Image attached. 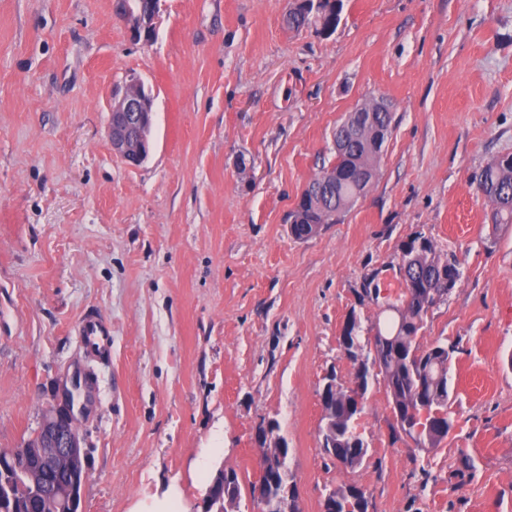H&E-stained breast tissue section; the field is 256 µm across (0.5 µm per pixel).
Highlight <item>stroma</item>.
Wrapping results in <instances>:
<instances>
[{"mask_svg":"<svg viewBox=\"0 0 512 512\" xmlns=\"http://www.w3.org/2000/svg\"><path fill=\"white\" fill-rule=\"evenodd\" d=\"M294 3L162 0L146 45L113 0H0V448L30 442L77 375L86 512L163 494L197 512L221 467L250 512L269 420L303 512L348 484L368 512H512V224L474 183L512 155V0H343L329 35L288 29ZM133 80L155 110L138 165L108 130ZM378 98L395 122L376 183L295 239L288 214L336 126ZM418 233L462 269L416 338L456 346L455 427L415 447L373 384L368 457L344 467L319 447L323 378L350 384L342 327L377 323L359 290L397 291ZM90 309L112 322L104 363L75 334Z\"/></svg>","mask_w":512,"mask_h":512,"instance_id":"35a3bbf8","label":"stroma"}]
</instances>
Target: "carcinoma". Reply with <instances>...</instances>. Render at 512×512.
Listing matches in <instances>:
<instances>
[{
	"instance_id": "cac0c4a2",
	"label": "carcinoma",
	"mask_w": 512,
	"mask_h": 512,
	"mask_svg": "<svg viewBox=\"0 0 512 512\" xmlns=\"http://www.w3.org/2000/svg\"><path fill=\"white\" fill-rule=\"evenodd\" d=\"M288 28L299 31L313 28L320 34H331L337 26L336 4L330 0L299 5L288 13ZM375 135L372 132L361 134L348 142L335 153L333 163L322 168L310 180L303 192L298 208L291 213L294 224L290 233L297 239H307L318 233L324 224L336 221V215L347 211L355 204V197L362 194L364 186L353 179L359 169L371 171L373 177L379 175L381 148L373 147ZM477 191L492 207V220L495 224L512 223V156L498 158L485 166L479 176ZM408 264L410 274H418L429 288L430 294L439 296V301L447 298L445 289L436 287L435 275L448 266H460L453 254L441 256L433 246L414 250L402 256ZM427 309L422 301L412 300L403 315V326L392 319L380 327L381 332L392 337L381 354V365L375 377L381 379L389 390L392 407L408 405L418 399L449 403V371L436 378L426 372L432 360L450 362L455 349L440 340L427 348L420 347L416 336L423 327ZM224 498L239 504L240 481L233 470L224 471ZM16 512H61L54 498L40 495L23 496Z\"/></svg>"
}]
</instances>
